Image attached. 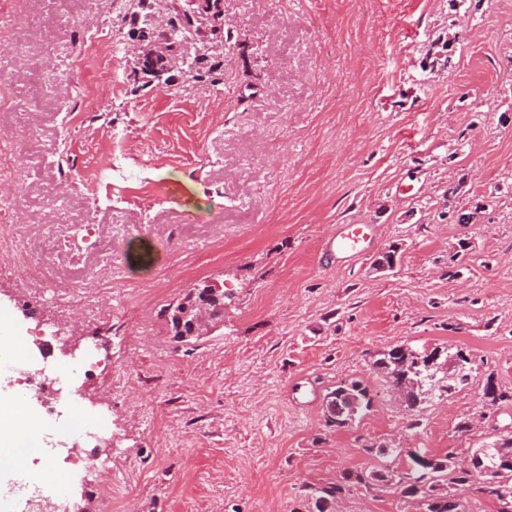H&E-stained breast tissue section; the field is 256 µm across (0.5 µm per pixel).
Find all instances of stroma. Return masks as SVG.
I'll list each match as a JSON object with an SVG mask.
<instances>
[{
	"label": "stroma",
	"instance_id": "stroma-1",
	"mask_svg": "<svg viewBox=\"0 0 512 512\" xmlns=\"http://www.w3.org/2000/svg\"><path fill=\"white\" fill-rule=\"evenodd\" d=\"M107 16L103 0H56L20 50L8 29L24 19L0 9V73L50 76L41 91L19 84L22 120L0 134L26 175L14 222L77 198L85 240L55 258L46 292L94 262L80 307L112 309L121 329L79 333L113 368L86 380L82 405L112 442L66 470L73 512H316L307 487L376 467L365 442L398 446L402 470L409 449L463 459L512 433V406L482 398L487 377L512 388V0H224L245 40L224 54L223 87L190 95L132 91ZM81 83L92 123L71 120ZM451 207L476 217L457 223ZM340 224L378 235L331 266L323 244ZM392 248L395 268L375 272ZM215 282L223 320L174 342L162 309ZM26 286L19 265L0 278L17 334L71 324L73 310L26 306ZM396 346L463 350L477 377L412 428L371 367ZM351 379L371 410L327 424L326 394ZM337 512L417 509L358 488Z\"/></svg>",
	"mask_w": 512,
	"mask_h": 512
}]
</instances>
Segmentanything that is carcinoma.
I'll list each match as a JSON object with an SVG mask.
<instances>
[{
	"label": "carcinoma",
	"mask_w": 512,
	"mask_h": 512,
	"mask_svg": "<svg viewBox=\"0 0 512 512\" xmlns=\"http://www.w3.org/2000/svg\"><path fill=\"white\" fill-rule=\"evenodd\" d=\"M163 12V21L155 23L151 15ZM108 21L124 43L137 46L130 61L127 80L136 87L176 86L191 90L224 85V49L238 40L241 32L224 26V0H120ZM208 295L211 308L224 315V289L209 285L198 289L195 298ZM186 296V299L193 298ZM172 338L183 342L188 323L182 322V303L166 308ZM372 367L395 389L407 390L406 409L414 417L411 427L420 424V416L434 398L448 397L470 385L474 364L453 372L447 379L438 376V364L414 369L403 347L377 354ZM483 397L492 405L512 403L508 391L488 376ZM341 404L343 426L360 420L372 404L368 387L360 380H343L326 395L325 409ZM378 465L370 473L351 472L346 481L371 491L380 487H399L405 497L414 499L418 512H465L458 490L479 485V490L500 504L498 512H512V434L497 436L472 449L466 464L453 454L412 458L420 475L403 479L392 467L401 450L386 442L365 446ZM345 491V485L321 487L311 492L317 512H327L329 504Z\"/></svg>",
	"instance_id": "cac0c4a2"
}]
</instances>
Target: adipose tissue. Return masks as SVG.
Segmentation results:
<instances>
[{
  "label": "adipose tissue",
  "mask_w": 512,
  "mask_h": 512,
  "mask_svg": "<svg viewBox=\"0 0 512 512\" xmlns=\"http://www.w3.org/2000/svg\"><path fill=\"white\" fill-rule=\"evenodd\" d=\"M51 426L31 408L17 391L0 392V474L23 477L46 487L64 484V476L49 469H33L40 437Z\"/></svg>",
  "instance_id": "adipose-tissue-1"
}]
</instances>
